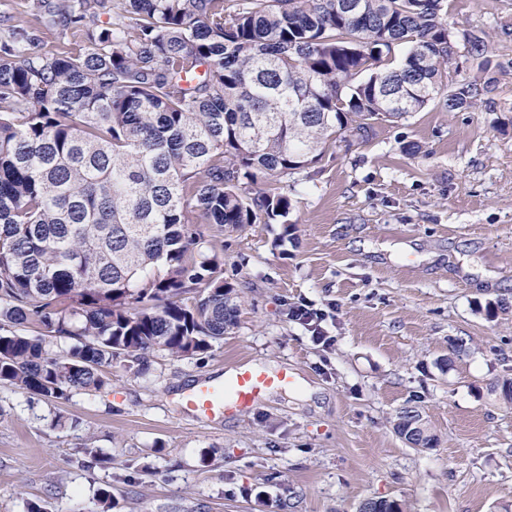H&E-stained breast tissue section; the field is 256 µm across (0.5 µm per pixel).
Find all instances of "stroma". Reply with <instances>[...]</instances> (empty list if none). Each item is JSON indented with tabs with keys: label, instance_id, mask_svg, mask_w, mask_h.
<instances>
[{
	"label": "stroma",
	"instance_id": "stroma-1",
	"mask_svg": "<svg viewBox=\"0 0 512 512\" xmlns=\"http://www.w3.org/2000/svg\"><path fill=\"white\" fill-rule=\"evenodd\" d=\"M448 22L487 42L490 102L337 143L290 179L284 245L276 224L205 225L240 292L235 334L139 373L114 363L66 402L0 384V512H512V403L495 391L512 377V0H448ZM300 304L322 319H290ZM248 360L295 385L243 416L181 413L198 379ZM407 406L434 447L395 432Z\"/></svg>",
	"mask_w": 512,
	"mask_h": 512
}]
</instances>
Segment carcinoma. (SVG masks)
Wrapping results in <instances>:
<instances>
[{
  "mask_svg": "<svg viewBox=\"0 0 512 512\" xmlns=\"http://www.w3.org/2000/svg\"><path fill=\"white\" fill-rule=\"evenodd\" d=\"M64 0L52 26L86 24ZM118 0L127 22L43 54L30 26L0 38V383L46 400L109 384L117 361L207 352L238 328L241 296L202 225L280 224L273 186L337 140L430 104L473 107L491 82L448 86L468 35L448 0ZM399 46L405 55L394 61ZM35 327L26 335L15 327ZM74 344L54 354L49 337ZM395 431L436 434L416 410Z\"/></svg>",
  "mask_w": 512,
  "mask_h": 512,
  "instance_id": "cac0c4a2",
  "label": "carcinoma"
}]
</instances>
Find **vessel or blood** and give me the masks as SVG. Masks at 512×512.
Masks as SVG:
<instances>
[{
    "label": "vessel or blood",
    "mask_w": 512,
    "mask_h": 512,
    "mask_svg": "<svg viewBox=\"0 0 512 512\" xmlns=\"http://www.w3.org/2000/svg\"><path fill=\"white\" fill-rule=\"evenodd\" d=\"M294 377L288 371L271 375L252 362L242 363L235 370L229 384L220 378L200 379L183 399L185 415L203 414L209 417L227 412H246L259 405L266 392L291 385Z\"/></svg>",
    "instance_id": "vessel-or-blood-1"
}]
</instances>
